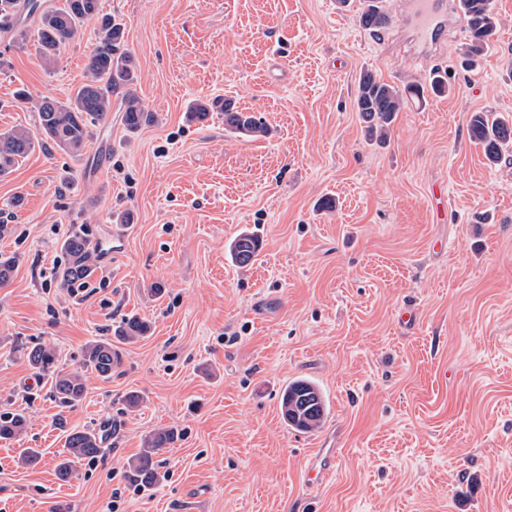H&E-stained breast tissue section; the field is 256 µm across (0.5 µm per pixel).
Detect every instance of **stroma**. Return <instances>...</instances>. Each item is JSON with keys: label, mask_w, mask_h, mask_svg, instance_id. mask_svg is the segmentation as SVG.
<instances>
[{"label": "stroma", "mask_w": 512, "mask_h": 512, "mask_svg": "<svg viewBox=\"0 0 512 512\" xmlns=\"http://www.w3.org/2000/svg\"><path fill=\"white\" fill-rule=\"evenodd\" d=\"M102 5L157 120L128 131L113 94L83 155L39 141L0 176V252L16 259L0 285V414L27 417L0 442V512H512V160L489 165L468 134L472 112L512 114V0H493L498 33L473 71L467 31L429 55L401 21L408 0H386V37L361 28L359 0ZM95 29L50 69L0 32V132L37 130L35 102L75 96ZM366 70L403 91L438 72L452 93L408 99L370 142L354 108ZM216 96L270 136H235L217 112L186 122ZM245 229L263 248L241 269L228 244ZM77 230L103 243L80 299L52 277ZM131 314L149 334L111 379L86 374L75 407L24 357L42 345L56 370L80 369L85 344ZM296 378L329 400L316 431L282 421ZM103 425L102 455L60 481L66 430ZM160 428L181 437L165 480L141 490L128 461ZM25 448L39 464L21 466ZM312 465L325 474L307 486Z\"/></svg>", "instance_id": "obj_1"}]
</instances>
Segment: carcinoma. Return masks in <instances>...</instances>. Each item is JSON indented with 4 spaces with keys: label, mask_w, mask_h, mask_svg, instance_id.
Listing matches in <instances>:
<instances>
[{
    "label": "carcinoma",
    "mask_w": 512,
    "mask_h": 512,
    "mask_svg": "<svg viewBox=\"0 0 512 512\" xmlns=\"http://www.w3.org/2000/svg\"><path fill=\"white\" fill-rule=\"evenodd\" d=\"M359 23L367 29H381L391 22L383 0H361ZM467 17L469 42L465 47V65L472 67L490 48L498 19L492 0H461ZM96 19L97 28L86 65V81L76 95L66 102L44 98L35 105L42 141L75 155L83 152L93 137L96 125L106 121L112 111V94L122 92L123 122L135 132L153 121L137 93V74L132 56L121 48L124 26L109 13L103 12L101 0H55L48 5L41 0H0V32L10 33L19 44L33 42L36 56L47 68L54 65L61 51L79 34L84 22ZM450 86L444 76L433 75L425 87L410 93L420 97L427 92L445 94ZM403 92L365 71L359 75L354 107L366 124L369 138L384 141L397 114L405 108ZM214 112L224 113V129L250 139L265 138L269 129L249 112H243L228 100H196L186 112L187 121L204 124ZM469 136L480 145L489 164H498L505 152L512 149V118L493 112L476 111L468 121ZM32 132L16 127L0 133V175L7 174L34 149ZM261 249L260 238L242 232L230 244L233 261L241 268L252 265ZM64 263L57 266L54 279L63 288L82 284L97 271L99 244L84 230L72 233L62 244ZM148 324L139 317L122 319L115 335L134 341L147 334ZM28 364L48 372L54 364L53 354L44 346H34L25 353ZM122 361V353L104 336L90 341L83 352L81 370L57 373L52 377V391L66 406H75L86 394L84 374L91 372L104 379L112 377ZM284 423L296 430H317L326 415V400L321 389L307 379L286 385L280 399ZM26 426L21 413L0 416V442L18 437ZM178 432L160 429L146 435L143 448L128 462L131 476L145 486H154L163 478L156 459L159 451L174 443ZM102 435L93 430H70L66 434L68 457L57 464L61 481L72 475V459L96 458L103 451Z\"/></svg>",
    "instance_id": "cac0c4a2"
}]
</instances>
